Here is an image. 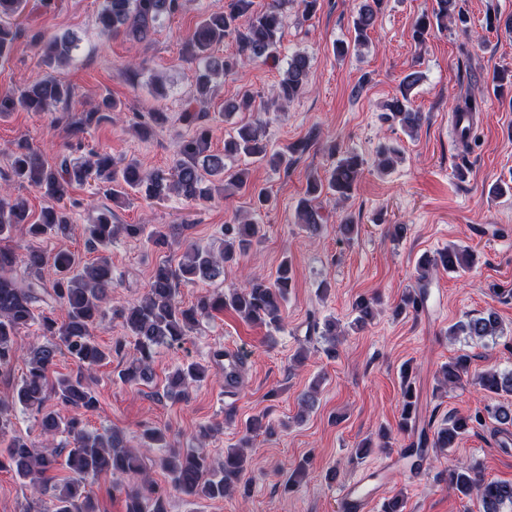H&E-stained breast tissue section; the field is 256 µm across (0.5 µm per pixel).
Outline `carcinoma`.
I'll return each mask as SVG.
<instances>
[{
	"mask_svg": "<svg viewBox=\"0 0 512 512\" xmlns=\"http://www.w3.org/2000/svg\"><path fill=\"white\" fill-rule=\"evenodd\" d=\"M432 14H422L415 22L413 39L422 43L433 24H441L451 16L457 17L461 25L467 24L462 12L457 10V0H435ZM182 0H102L98 13L101 33L106 37L125 30L138 40L146 39L160 21L181 8ZM252 0H232L230 9L208 14L195 29L186 43V53L199 60L196 84L198 103H203L210 89L211 79L227 76L244 62L276 61L280 46L283 14L282 0H271L268 7L251 11ZM380 0H362L353 19L354 44L362 46L367 41V31L373 28ZM24 9V0H0V59L8 58L22 30L13 23ZM226 38L235 42L236 52L229 56H214L213 45ZM32 47L47 65L61 61L70 55L72 43L57 36H39ZM309 57L295 53L288 58L287 68L280 80L276 98L291 102L304 93L308 85ZM419 72L405 76L402 82V98H394L386 104L387 119L399 123L411 134L418 131L423 115L411 107L410 90L420 82ZM72 97L70 86L48 76L31 87L19 92L0 94V116L23 110L47 112L53 104L67 103ZM254 95L245 90L239 99L225 104L227 113L248 110ZM117 104L111 99L81 114L67 124L68 134L78 137L92 126L112 119L110 112ZM478 104L472 99L456 108L469 116L462 141H468L474 127ZM163 112H150L148 119L133 124L138 134L145 137L157 125L165 122ZM183 120L198 127V133L183 141L178 150V159L168 170L144 172L135 162L121 163L108 153L94 152L89 157L72 159L63 156L57 166L51 167L28 141H19L12 152L11 173L7 180L27 183L45 197L61 202L70 197L75 185H83L90 179L102 183L107 196L124 198L133 191L149 200L163 201L175 194L186 201H198L213 196L212 188L203 186V175L220 177L218 193L230 185L240 186L247 179V171L239 168L234 172L226 169L225 159L245 157L279 169L290 165L294 155L305 153L314 141L308 137L287 148V151H272L264 137L263 121L241 125L236 135L224 140V153H211L208 149V123L210 114L202 108L188 105ZM364 166V159L351 152L333 164L327 178H308L307 197L300 200L297 208L298 223L315 234L319 232L324 218L318 206L319 198L328 192L346 201L350 198ZM19 224L26 225V232L34 238L70 237L80 234L93 250L112 242L117 233L130 238L147 235L153 243L164 244L168 232L163 227L147 229L144 224H114L112 209L102 207L90 224L76 225L71 222L64 208L49 207L42 210L38 219L30 221L26 203L8 192L0 193V240L8 239ZM224 248L214 253L207 246L190 244L183 261L176 265L158 266L151 277L149 290L144 298L132 306L112 309V315L122 321L127 335L134 340L132 351L125 366L119 370L118 378L125 384L149 383L153 380L151 362L158 347L182 342L206 318L224 310H232L251 324L264 325L275 331L283 329L282 306L293 284V270L288 260L280 263L276 276L269 280L258 275H249L244 282L226 292L204 293L196 302L185 307L177 300V287L181 282L195 283L211 281L224 276V266L237 262L253 245L264 237L263 225L251 220L235 219L222 227ZM473 261L468 249L450 246L431 257L423 255L417 262L416 285L411 287L395 308V314L418 313L427 300V288L432 276L439 270L454 271L467 268ZM46 264L45 254L34 248L20 253L13 248H0V374L12 369L20 358H26L27 372L16 385L11 396V406L0 404V436L7 435L11 426L8 410L19 407L38 417L40 430L45 437L59 434L68 437L64 465L70 476L53 482L49 472L56 469L60 454L44 453L22 436L9 438L6 448L0 453V470L8 469L14 475L40 492L53 491V512H97L94 499L85 493L86 483L100 474L110 471L124 481L112 483V492L125 495L126 512H168V497L174 491L182 497L215 500L231 495L249 464L243 449L250 447L252 437L259 433H274L272 424L262 416H253L242 424L243 435L237 447L224 454V463L214 466L200 448L183 450L166 441L163 431L156 427L143 430V447L147 451L163 452L161 465L167 471L170 488H162L143 476V456L128 447L122 433L105 429L90 432L83 428L81 411L96 407L97 399L85 384L82 371H89L112 354L126 352V343L118 339L112 348L105 349L95 340L93 331L107 315V298L112 288V266L105 258L91 264L69 252H59L53 257V276L45 281L42 269ZM65 310L66 319L58 323L51 309ZM353 310L356 317L351 327L365 325L374 318V302L360 297L355 300ZM38 325L44 336H55L77 365L81 373L72 377L51 379L49 371L54 364L58 345L52 342L34 343L26 354L15 346L19 331ZM500 325L496 313L488 310L470 317L448 329V335L463 334L472 340L482 341L498 335ZM213 357L227 360L224 365V383L228 387L240 384V370L244 356L230 354L218 349ZM469 357L457 356L441 369V383L452 385L468 372ZM205 378L204 369L189 363L178 368L166 397L186 400L190 391ZM483 390L502 398V401L476 410L465 418L448 417L434 432L433 438L421 434L416 445L408 448L405 457L411 460V470L417 472L431 448L445 451L469 430L489 417L500 425L512 426V370L491 369L478 376ZM69 410L71 415L63 417L59 412L46 410L49 397ZM400 426L407 431L416 422L415 404L410 386L402 392ZM448 489L463 497L476 496L482 512H512V483L485 479L478 471L465 466L448 468Z\"/></svg>",
	"mask_w": 512,
	"mask_h": 512,
	"instance_id": "obj_1",
	"label": "carcinoma"
}]
</instances>
